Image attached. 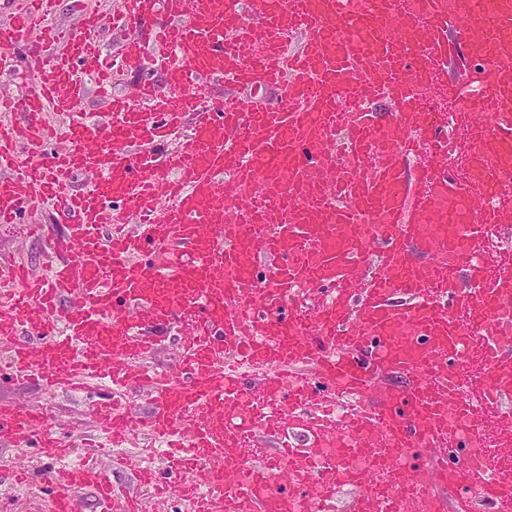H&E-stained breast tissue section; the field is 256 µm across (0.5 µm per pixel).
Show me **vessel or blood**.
Wrapping results in <instances>:
<instances>
[{"mask_svg":"<svg viewBox=\"0 0 512 512\" xmlns=\"http://www.w3.org/2000/svg\"><path fill=\"white\" fill-rule=\"evenodd\" d=\"M52 0H30L0 25L28 42ZM125 67L160 68L168 82L112 91L113 73L83 13L62 49L44 34L29 56L36 83L0 107V224L52 200L37 224L59 262L51 275L18 263L0 272V377L44 389L90 380L144 395L141 417L105 399L89 406L118 439L144 429L176 439L163 470L135 467L152 501L118 492L112 467L68 462L69 444L39 407L0 402V441L35 440L47 512H432L430 487L512 501V470L491 468L481 430L512 434V250L488 272L475 255L489 227L512 222V0H125ZM155 22V39L136 35ZM481 63L490 96L448 83L449 59ZM104 110L86 119V82ZM236 92L208 101L211 82ZM272 86L273 100L254 89ZM385 99L394 113L374 117ZM459 100L472 135L467 182L449 177L448 135L435 107ZM67 113L63 136L47 108ZM190 115L182 149L157 161V141ZM88 178L75 188V174ZM136 225L117 226L112 201ZM469 296L453 305L455 275ZM313 297L301 320L296 299ZM176 369L150 359L154 328L184 321ZM483 337V379L457 362ZM400 374V392L377 378ZM308 441L260 457L246 434ZM384 492H376L378 478Z\"/></svg>","mask_w":512,"mask_h":512,"instance_id":"vessel-or-blood-1","label":"vessel or blood"}]
</instances>
